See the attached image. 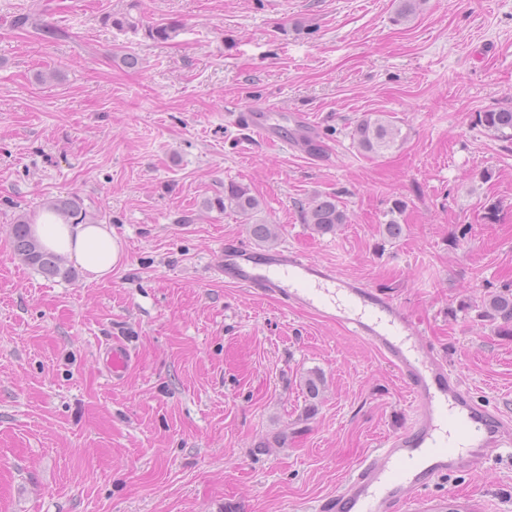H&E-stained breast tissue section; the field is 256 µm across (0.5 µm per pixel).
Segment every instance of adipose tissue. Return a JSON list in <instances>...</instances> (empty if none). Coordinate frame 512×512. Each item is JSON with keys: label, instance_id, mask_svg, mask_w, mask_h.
<instances>
[{"label": "adipose tissue", "instance_id": "1", "mask_svg": "<svg viewBox=\"0 0 512 512\" xmlns=\"http://www.w3.org/2000/svg\"><path fill=\"white\" fill-rule=\"evenodd\" d=\"M31 232L46 250L73 261L91 281L111 276L121 259V246L106 224H70L43 212Z\"/></svg>", "mask_w": 512, "mask_h": 512}]
</instances>
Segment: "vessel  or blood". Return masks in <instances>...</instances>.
Here are the masks:
<instances>
[{
  "label": "vessel or blood",
  "mask_w": 512,
  "mask_h": 512,
  "mask_svg": "<svg viewBox=\"0 0 512 512\" xmlns=\"http://www.w3.org/2000/svg\"><path fill=\"white\" fill-rule=\"evenodd\" d=\"M241 116L252 136L264 142L296 144L314 134L300 112L290 127L275 123L263 110L245 107ZM216 266L226 283L350 327L397 372L411 397L415 415L410 425L377 454L363 457L321 502L319 512H401L441 477L482 471L497 449L512 447V423L474 399L446 360L420 339L406 309L387 293L298 252L259 251L236 240L225 242ZM103 359L108 375L118 380L131 353L115 341L104 347Z\"/></svg>",
  "instance_id": "vessel-or-blood-1"
}]
</instances>
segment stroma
Here are the masks:
<instances>
[{
    "label": "stroma",
    "mask_w": 512,
    "mask_h": 512,
    "mask_svg": "<svg viewBox=\"0 0 512 512\" xmlns=\"http://www.w3.org/2000/svg\"><path fill=\"white\" fill-rule=\"evenodd\" d=\"M31 2L0 0V512H314L412 421L363 340L225 283L217 252L251 236L202 202L230 181L261 201L277 247L402 303L473 397L512 418V335L483 315L512 289V141L475 123L512 106V0H425L401 24L399 0H138L144 23H183L167 43L104 24L131 0H46L69 33L47 42L12 26ZM49 70L58 81L39 82ZM242 104L306 113L320 153L255 141ZM371 112L401 127L400 148H356ZM67 195L121 242L111 278L49 279L16 255L18 214ZM325 195L348 221L319 234L301 208ZM117 338L133 363L113 381L101 350ZM452 501L512 512V447L406 512Z\"/></svg>",
    "instance_id": "obj_1"
}]
</instances>
